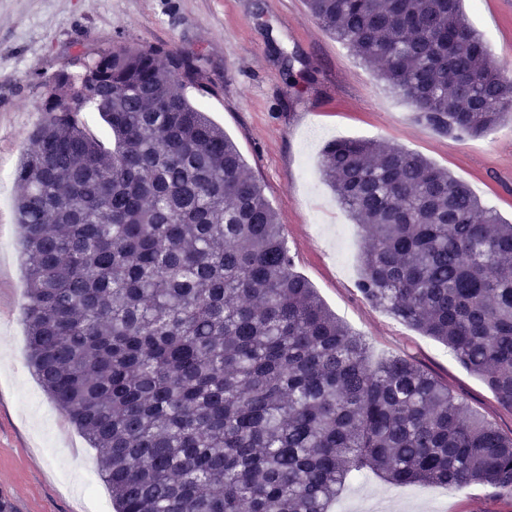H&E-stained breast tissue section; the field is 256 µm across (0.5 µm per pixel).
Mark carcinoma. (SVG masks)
Instances as JSON below:
<instances>
[{
  "label": "carcinoma",
  "mask_w": 512,
  "mask_h": 512,
  "mask_svg": "<svg viewBox=\"0 0 512 512\" xmlns=\"http://www.w3.org/2000/svg\"><path fill=\"white\" fill-rule=\"evenodd\" d=\"M462 2L306 0L418 121L475 138L512 116V80ZM280 56L299 100L315 71ZM52 84L16 171L27 359L116 512H331L365 470L512 496V432L411 355L371 366L295 270L260 182L187 95L215 89L201 55L98 46ZM321 171L368 240L363 298L512 412V224L400 146L336 140Z\"/></svg>",
  "instance_id": "obj_1"
}]
</instances>
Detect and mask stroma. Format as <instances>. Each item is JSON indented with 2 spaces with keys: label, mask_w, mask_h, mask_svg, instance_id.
Here are the masks:
<instances>
[{
  "label": "stroma",
  "mask_w": 512,
  "mask_h": 512,
  "mask_svg": "<svg viewBox=\"0 0 512 512\" xmlns=\"http://www.w3.org/2000/svg\"><path fill=\"white\" fill-rule=\"evenodd\" d=\"M491 60L512 76V0H463ZM136 43L202 55L217 93L188 95L233 140L275 209L295 269L325 305L366 341L370 363L408 354L463 395L474 415L512 430L503 409L451 351L385 311L358 290L363 232L320 174L334 139L383 140L418 153L466 184L512 221V121L480 138L436 133L376 71L326 33L305 0H0V494L16 512H114L104 483L97 497L75 485L97 473L96 452L51 402L26 358L21 308L24 266L13 201L15 170L41 120L46 80L99 45ZM310 65L302 101L289 94L281 52ZM512 512V498L490 485L464 489L399 486L374 474L352 480L337 507L365 512Z\"/></svg>",
  "instance_id": "35a3bbf8"
}]
</instances>
